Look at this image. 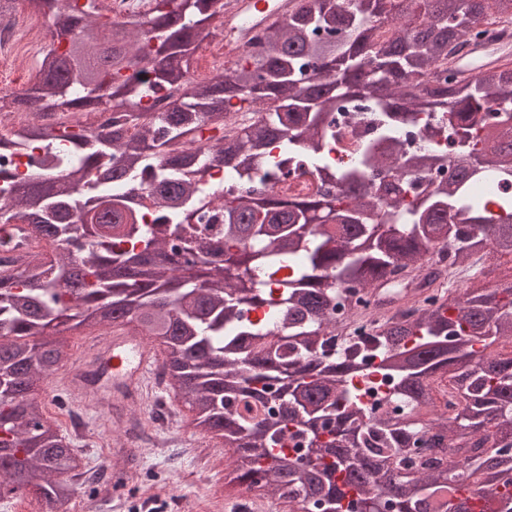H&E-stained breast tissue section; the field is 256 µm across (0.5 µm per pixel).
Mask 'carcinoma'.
I'll use <instances>...</instances> for the list:
<instances>
[{
    "label": "carcinoma",
    "instance_id": "obj_1",
    "mask_svg": "<svg viewBox=\"0 0 512 512\" xmlns=\"http://www.w3.org/2000/svg\"><path fill=\"white\" fill-rule=\"evenodd\" d=\"M27 2L73 39L50 45L11 104L116 113L98 133L26 121L0 135V154L42 149L39 172L0 171V232L20 219L48 244L0 269V497L32 486L59 509L76 484L99 480L39 395L68 347L50 337L122 322L168 348L164 375L195 428L233 449L231 485L286 494L303 512H473L458 491L474 488L495 505L487 512H512V358L492 351L512 338L511 284L450 293L330 346L339 289L398 296L394 269L423 266L439 245L456 265L512 255V196L493 210L470 192L486 172L512 179V127L483 123L490 104L512 106V67L425 81L480 18L511 24L512 0H406L396 16L392 0H300L265 28L261 55L205 83L192 80L191 51L224 0H150L148 17L123 22L106 0ZM174 87L182 95L154 116L143 100ZM351 93L372 100L383 128L338 172L331 114ZM241 101L260 119L226 140ZM420 112L448 116L453 157H402L395 133ZM204 149L247 180L307 160L316 185L226 191L211 184ZM435 168L448 180L406 177ZM145 198L151 224L140 223ZM366 354L397 384L396 405L378 415L353 383ZM447 375L460 396L452 418L431 397Z\"/></svg>",
    "mask_w": 512,
    "mask_h": 512
}]
</instances>
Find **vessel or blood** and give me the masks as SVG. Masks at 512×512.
<instances>
[{
    "label": "vessel or blood",
    "mask_w": 512,
    "mask_h": 512,
    "mask_svg": "<svg viewBox=\"0 0 512 512\" xmlns=\"http://www.w3.org/2000/svg\"><path fill=\"white\" fill-rule=\"evenodd\" d=\"M299 0H224V27L237 44H245L253 30L281 22ZM512 63V40L470 44L466 52L449 58V67L468 80L483 69ZM88 360L102 370L100 390L111 391L123 403L139 401L161 365V354L144 337L121 326L88 346Z\"/></svg>",
    "instance_id": "obj_1"
}]
</instances>
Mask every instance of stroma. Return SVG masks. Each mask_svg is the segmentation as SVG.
I'll list each match as a JSON object with an SVG mask.
<instances>
[{
    "label": "stroma",
    "mask_w": 512,
    "mask_h": 512,
    "mask_svg": "<svg viewBox=\"0 0 512 512\" xmlns=\"http://www.w3.org/2000/svg\"><path fill=\"white\" fill-rule=\"evenodd\" d=\"M158 393L151 388L140 404L126 407L115 426L111 392L77 403L47 379L41 392L47 417L76 448L83 467L105 471L99 483L79 485L60 512H130L149 486L163 512H185L188 502L207 505L223 490L230 449L218 439L203 442L190 409L174 397L166 399L164 424H156Z\"/></svg>",
    "instance_id": "obj_1"
}]
</instances>
